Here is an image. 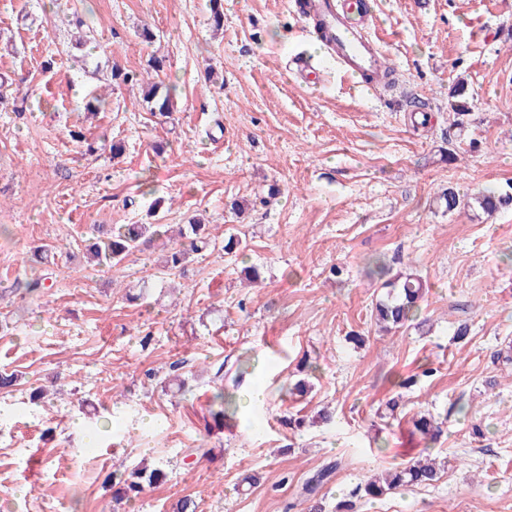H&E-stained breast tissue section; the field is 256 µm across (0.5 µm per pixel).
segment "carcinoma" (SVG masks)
Segmentation results:
<instances>
[{
    "label": "carcinoma",
    "instance_id": "obj_1",
    "mask_svg": "<svg viewBox=\"0 0 512 512\" xmlns=\"http://www.w3.org/2000/svg\"><path fill=\"white\" fill-rule=\"evenodd\" d=\"M449 97L452 99L451 107L454 109V124L461 126L468 111L465 86L459 84L452 87ZM144 100L150 104L152 112L161 115L171 112L173 106L171 90L162 92L156 83L146 92ZM440 199L444 200L445 208L450 212L463 205L470 209L479 208L485 213H494L512 205V194L509 193L479 191L462 197L451 187L442 191ZM95 232L97 237L92 245L93 256L98 259L103 257L114 266L165 234L160 224H126L113 231L98 226ZM215 244L216 236L209 232V225L187 224L179 230V240L163 243V248L167 250L165 263L171 270H181L190 255L207 251ZM382 287L386 288V292L375 302V319L391 330H398L413 321L425 296L422 279L414 273H399L384 281ZM249 366V358L237 359L238 375L234 379L233 390H217L213 396V405L217 406V411L213 416L224 418L237 414L235 389L238 388L242 374ZM159 478V470L136 466L120 475L118 483L122 484V491L113 495V499L118 503L125 498L136 497L145 486L154 484ZM438 479L439 472L433 465L416 461L367 482L364 493L370 497H378L399 486H427Z\"/></svg>",
    "mask_w": 512,
    "mask_h": 512
}]
</instances>
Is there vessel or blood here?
<instances>
[{
    "label": "vessel or blood",
    "instance_id": "vessel-or-blood-1",
    "mask_svg": "<svg viewBox=\"0 0 512 512\" xmlns=\"http://www.w3.org/2000/svg\"><path fill=\"white\" fill-rule=\"evenodd\" d=\"M299 9L326 31L348 75L364 80L381 69V49L364 25L363 0H301Z\"/></svg>",
    "mask_w": 512,
    "mask_h": 512
}]
</instances>
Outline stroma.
<instances>
[{"instance_id":"obj_1","label":"stroma","mask_w":512,"mask_h":512,"mask_svg":"<svg viewBox=\"0 0 512 512\" xmlns=\"http://www.w3.org/2000/svg\"><path fill=\"white\" fill-rule=\"evenodd\" d=\"M369 2L395 69L373 91L293 0H223L219 30L208 0H0V371L19 379L0 396V512H170L186 496L198 512H512V210L439 200L512 189V0ZM150 81L173 86L171 114H151ZM102 136L124 154L88 155ZM192 219L245 236V259L194 254L179 277L157 245L113 267L88 257L94 225ZM378 263L423 278L420 323L378 331ZM242 355L238 393L264 401L204 435L219 370ZM174 363L189 393L160 383ZM36 388L64 394L34 404ZM419 414L442 435L414 430ZM425 451L433 485L363 496ZM143 461L166 480L113 503V474Z\"/></svg>"}]
</instances>
